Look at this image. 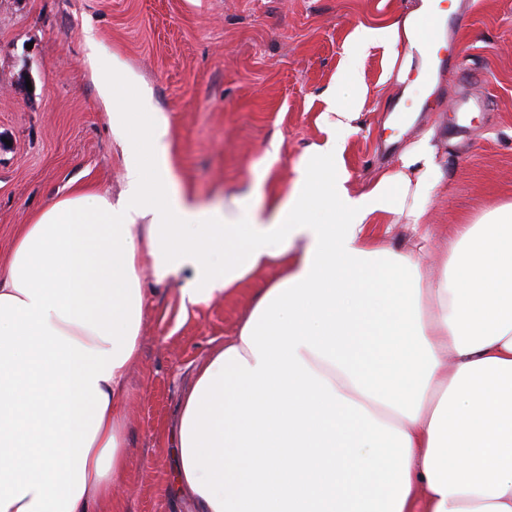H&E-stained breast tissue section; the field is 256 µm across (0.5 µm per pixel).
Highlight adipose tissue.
<instances>
[{
	"label": "adipose tissue",
	"instance_id": "ef3b65f1",
	"mask_svg": "<svg viewBox=\"0 0 512 512\" xmlns=\"http://www.w3.org/2000/svg\"><path fill=\"white\" fill-rule=\"evenodd\" d=\"M87 64L127 192L71 187L0 270V512H97L126 480L149 285L180 282L188 309L263 273L173 430L196 512H512V203L457 225L438 271L379 248L381 217L424 225L436 148L352 194L360 112L333 99L291 193L206 208L174 179L150 92Z\"/></svg>",
	"mask_w": 512,
	"mask_h": 512
}]
</instances>
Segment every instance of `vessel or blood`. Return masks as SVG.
<instances>
[{"label": "vessel or blood", "mask_w": 512, "mask_h": 512, "mask_svg": "<svg viewBox=\"0 0 512 512\" xmlns=\"http://www.w3.org/2000/svg\"><path fill=\"white\" fill-rule=\"evenodd\" d=\"M455 16L452 7L443 6L435 0L420 23L421 34L411 48L412 53L424 60V68L418 69L417 75L434 88L442 86V72L450 58L446 54L448 41L446 33Z\"/></svg>", "instance_id": "vessel-or-blood-1"}]
</instances>
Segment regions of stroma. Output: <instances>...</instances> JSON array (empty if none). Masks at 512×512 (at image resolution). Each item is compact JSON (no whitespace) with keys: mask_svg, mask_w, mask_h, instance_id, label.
<instances>
[{"mask_svg":"<svg viewBox=\"0 0 512 512\" xmlns=\"http://www.w3.org/2000/svg\"><path fill=\"white\" fill-rule=\"evenodd\" d=\"M473 2L453 26L461 66L442 81L441 111L427 112L405 42H352L359 27L404 19L418 0H0V268L21 225L72 183L124 189L123 148L85 64L91 52L150 87L170 122L180 187L208 207L254 182L260 203L290 193L298 160L325 137L332 88L361 110L345 139L353 193L433 133L443 179L425 261L437 265L453 225L512 203V0ZM461 97L485 108L459 129L451 108ZM397 108L413 112L401 128ZM257 286L187 313L177 287L150 292L127 383L129 478L114 491L122 512H194L159 435L179 417L193 364L233 334Z\"/></svg>","mask_w":512,"mask_h":512,"instance_id":"35a3bbf8","label":"stroma"}]
</instances>
